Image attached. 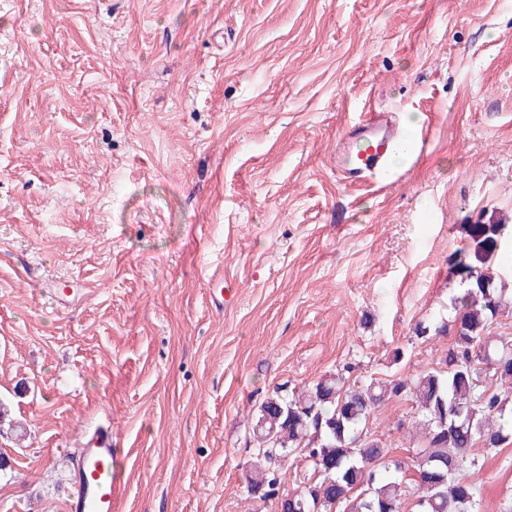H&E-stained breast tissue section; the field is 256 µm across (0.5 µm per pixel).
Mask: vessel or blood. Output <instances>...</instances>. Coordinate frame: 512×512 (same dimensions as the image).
<instances>
[{
	"label": "vessel or blood",
	"instance_id": "b4317fda",
	"mask_svg": "<svg viewBox=\"0 0 512 512\" xmlns=\"http://www.w3.org/2000/svg\"><path fill=\"white\" fill-rule=\"evenodd\" d=\"M397 140L398 129L390 113L367 112L349 130L346 144L337 153L341 174L353 182L379 179ZM121 470L109 432L96 433L74 456L67 512H115L114 487Z\"/></svg>",
	"mask_w": 512,
	"mask_h": 512
}]
</instances>
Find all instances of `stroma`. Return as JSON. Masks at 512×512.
Segmentation results:
<instances>
[{"label": "stroma", "mask_w": 512, "mask_h": 512, "mask_svg": "<svg viewBox=\"0 0 512 512\" xmlns=\"http://www.w3.org/2000/svg\"><path fill=\"white\" fill-rule=\"evenodd\" d=\"M423 149L383 188L336 143L368 106ZM512 232V0H0V512H66L112 432L116 512L250 497L276 388L414 378L467 224ZM223 275V305L209 282ZM411 401L368 429L399 459ZM480 512L512 443L474 447Z\"/></svg>", "instance_id": "obj_1"}]
</instances>
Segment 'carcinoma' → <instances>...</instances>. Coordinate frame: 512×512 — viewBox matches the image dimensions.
Listing matches in <instances>:
<instances>
[{"instance_id":"carcinoma-1","label":"carcinoma","mask_w":512,"mask_h":512,"mask_svg":"<svg viewBox=\"0 0 512 512\" xmlns=\"http://www.w3.org/2000/svg\"><path fill=\"white\" fill-rule=\"evenodd\" d=\"M498 222L470 224L464 244L448 259V274L463 290L452 297L453 332L442 368L413 379L371 378L347 383L344 374L300 393L276 389L261 402L252 422L256 443L244 466L250 496L288 498L289 512H478L481 470L470 449H497L512 440V340L494 343L489 328L512 306L502 269L512 265V246ZM498 381L497 387L487 378ZM413 403L420 437L411 462L389 455L370 436L367 423L385 401ZM303 451L308 468L300 485L286 487L282 462Z\"/></svg>"}]
</instances>
